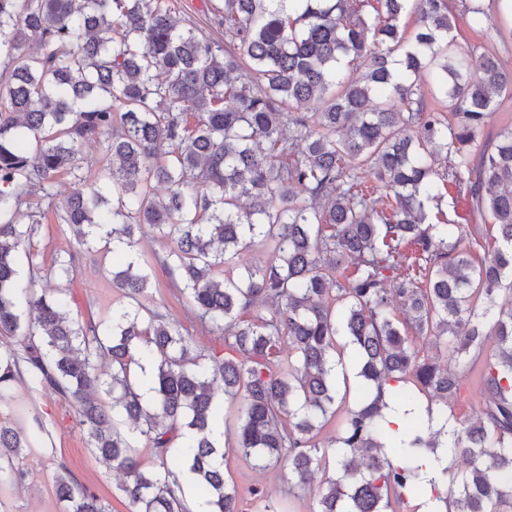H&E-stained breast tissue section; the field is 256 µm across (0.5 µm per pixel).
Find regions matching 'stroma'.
<instances>
[{"label":"stroma","mask_w":512,"mask_h":512,"mask_svg":"<svg viewBox=\"0 0 512 512\" xmlns=\"http://www.w3.org/2000/svg\"><path fill=\"white\" fill-rule=\"evenodd\" d=\"M31 250L36 255L38 270L33 273L28 265H21L20 281L33 283L38 290L56 287V280L49 274L54 258L74 254L76 274L66 287V298L73 314L98 321L122 304L121 293L112 285L116 262L111 251L86 250L68 225L59 223L55 215H48L40 224ZM148 272L151 288L147 306L166 312L198 345L213 346V335L193 319L185 297L165 270L155 263ZM483 404L478 372L462 373L460 390L448 407L449 414L458 421H473L480 415ZM37 419L48 426L51 435L28 455L24 480L0 486V512H66L65 502L60 501L54 491V476L62 465L68 468L79 487L108 503L110 512H128L118 491L120 475L92 455L69 403L57 393L30 390L28 380L18 381L13 402L0 407V421L27 429ZM224 473L240 491L261 490V497L250 499L248 512H266L270 507L275 512H312V495L294 488L286 467L261 470L252 460L229 451L224 457Z\"/></svg>","instance_id":"1"}]
</instances>
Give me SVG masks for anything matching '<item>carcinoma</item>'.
I'll return each instance as SVG.
<instances>
[{"label": "carcinoma", "mask_w": 512, "mask_h": 512, "mask_svg": "<svg viewBox=\"0 0 512 512\" xmlns=\"http://www.w3.org/2000/svg\"><path fill=\"white\" fill-rule=\"evenodd\" d=\"M221 2L222 44L178 27L174 0H0V334L22 337L0 347V405L24 373L32 390L63 396L91 452L122 472L129 512H187L176 477L184 468L209 512H246L247 496L260 495L224 479L213 440L221 393L236 407L224 431L231 448L261 468L287 461L295 487L313 493V512L405 507L441 435L466 467L442 470L436 512H507L512 126L478 138L496 99L512 96V70L489 46L451 48L459 22L482 26L483 8ZM424 74L448 112L427 107ZM312 101L320 111H306ZM92 141L112 164L103 182L64 196L57 216L80 243L125 255L112 283L126 304L98 322L72 316L61 288L19 287L17 269L46 217L30 195L54 199L64 173L82 180V147ZM446 193L469 204L466 225L441 212L431 222L429 205ZM144 224L167 240L159 264L223 351L199 348L145 304L150 275L130 256ZM246 244L270 246L273 258L237 269ZM50 273L69 284L74 256ZM416 337L448 363L416 349ZM480 358L477 420L460 428L446 419L429 434L412 420L386 447L388 394L447 405ZM146 362L147 401L131 377ZM349 366L363 401L324 446L317 436L350 391ZM44 432L38 419L27 433L0 422V483L22 481ZM141 440L153 469L138 459ZM55 490L68 512H109L65 470Z\"/></svg>", "instance_id": "cac0c4a2"}]
</instances>
